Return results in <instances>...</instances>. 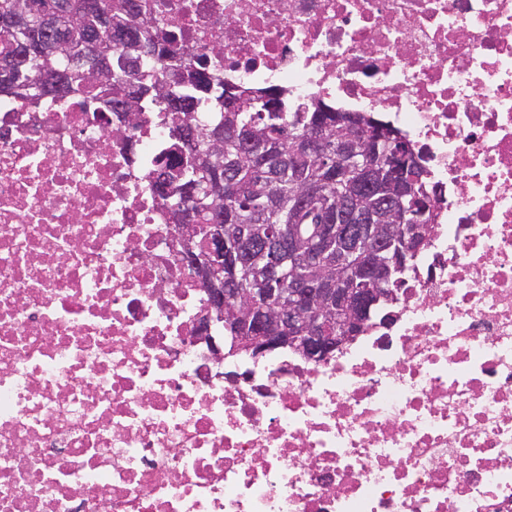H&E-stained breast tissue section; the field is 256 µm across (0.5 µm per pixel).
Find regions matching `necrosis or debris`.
I'll list each match as a JSON object with an SVG mask.
<instances>
[{
  "label": "necrosis or debris",
  "instance_id": "4bbe7bcc",
  "mask_svg": "<svg viewBox=\"0 0 512 512\" xmlns=\"http://www.w3.org/2000/svg\"><path fill=\"white\" fill-rule=\"evenodd\" d=\"M225 84L382 113L440 191L365 331L217 357L168 113L0 92V512H512V0H143Z\"/></svg>",
  "mask_w": 512,
  "mask_h": 512
}]
</instances>
